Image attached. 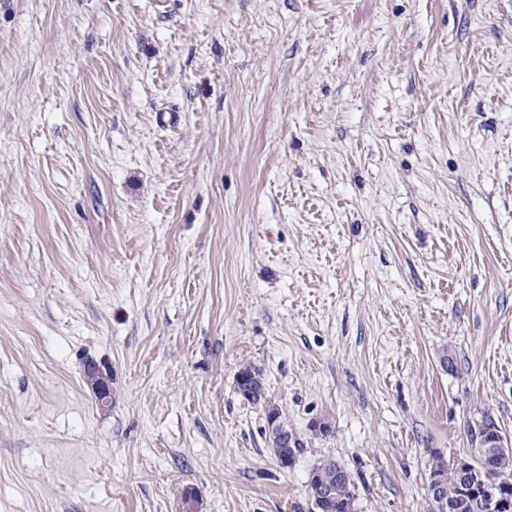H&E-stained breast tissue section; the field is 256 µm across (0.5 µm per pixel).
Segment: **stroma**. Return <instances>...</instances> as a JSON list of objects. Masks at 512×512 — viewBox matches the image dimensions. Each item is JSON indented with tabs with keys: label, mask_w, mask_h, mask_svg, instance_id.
I'll use <instances>...</instances> for the list:
<instances>
[{
	"label": "stroma",
	"mask_w": 512,
	"mask_h": 512,
	"mask_svg": "<svg viewBox=\"0 0 512 512\" xmlns=\"http://www.w3.org/2000/svg\"><path fill=\"white\" fill-rule=\"evenodd\" d=\"M488 422L512 0H0V512H429ZM238 375L249 377V379L246 383L241 384L238 380L242 382V379ZM237 376L238 379H236V383L238 390L241 388L246 392L244 398L252 402L260 401L264 394L260 371L251 365H247L238 371ZM267 420L268 425L271 427L269 441L274 456L279 462L284 458L291 459L295 453L299 452L300 442H298L295 434L288 430V426L280 419L278 411L269 409ZM314 472L315 478L309 481L308 487L316 512H353L355 485L346 469L327 458ZM326 485L332 490L329 497L324 491Z\"/></svg>",
	"instance_id": "35a3bbf8"
}]
</instances>
